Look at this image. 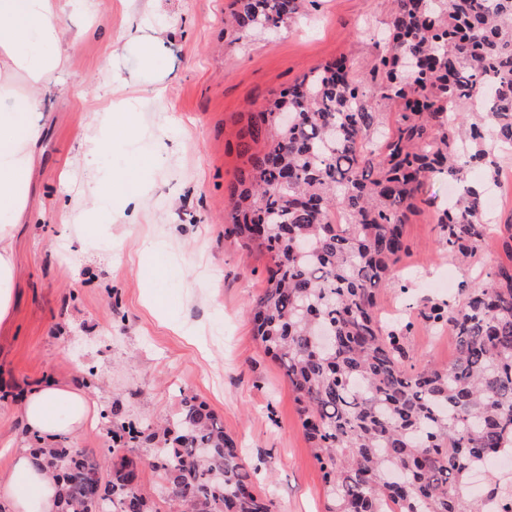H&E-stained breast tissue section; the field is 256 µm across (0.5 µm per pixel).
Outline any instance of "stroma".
<instances>
[{
  "label": "stroma",
  "mask_w": 512,
  "mask_h": 512,
  "mask_svg": "<svg viewBox=\"0 0 512 512\" xmlns=\"http://www.w3.org/2000/svg\"><path fill=\"white\" fill-rule=\"evenodd\" d=\"M228 4L66 0L74 47L43 99L47 123L31 176L37 212L11 240L16 301L0 325V447L22 436L20 401L47 381L86 391L101 410L120 402L139 422L172 417L185 393L221 418L274 512H327L293 393L248 314L269 260L224 232L239 165L227 145L239 113L309 69L346 55L369 70L394 5L315 0L277 33L235 41L224 31ZM132 34L155 41L154 69L143 67ZM121 106L135 112L138 137L87 166L82 140ZM124 170L140 173V200L120 214L99 212L95 233L80 231L76 211ZM500 174L490 234L470 264L438 239L447 183H425L404 227L410 254L381 284L377 313L411 322L405 343L417 362L444 365L456 355L451 331L428 328L418 307L457 298L458 286L507 259L500 229L512 220V153ZM146 255L168 272L161 310L140 272Z\"/></svg>",
  "instance_id": "obj_1"
}]
</instances>
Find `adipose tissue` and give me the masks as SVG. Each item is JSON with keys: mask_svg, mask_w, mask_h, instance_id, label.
<instances>
[{"mask_svg": "<svg viewBox=\"0 0 512 512\" xmlns=\"http://www.w3.org/2000/svg\"><path fill=\"white\" fill-rule=\"evenodd\" d=\"M61 0H0V323L11 315L16 268L10 240L31 208V181L42 131V97L49 74L63 70ZM136 121L126 111L110 113L86 143L96 160L113 143L130 141ZM96 406L83 392L55 382L35 387L22 400L25 431L52 443L94 420ZM9 474L0 485L11 512H58L53 482L34 464L32 451L11 452Z\"/></svg>", "mask_w": 512, "mask_h": 512, "instance_id": "ef3b65f1", "label": "adipose tissue"}]
</instances>
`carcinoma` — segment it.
<instances>
[{
	"instance_id": "carcinoma-1",
	"label": "carcinoma",
	"mask_w": 512,
	"mask_h": 512,
	"mask_svg": "<svg viewBox=\"0 0 512 512\" xmlns=\"http://www.w3.org/2000/svg\"><path fill=\"white\" fill-rule=\"evenodd\" d=\"M315 0H232L238 36L272 32ZM399 106L378 138L381 103ZM243 159L228 188L229 233L269 257L250 307L255 336L284 370L303 434L323 471L328 512H490L512 494L471 474L512 453V223L487 280L462 303L431 305L428 327H448L456 356L443 368L406 365L409 324L375 313L377 288L408 253L402 227L425 182L454 183L439 210L448 253L476 257L482 214L512 147V0H394L382 50L360 73L341 56L239 116ZM479 170L483 183L469 173ZM112 442L145 427L112 406ZM155 441L158 492L189 512H272L218 417L181 395ZM57 481L60 512H149L140 471L126 456L103 469L62 443L34 449Z\"/></svg>"
}]
</instances>
